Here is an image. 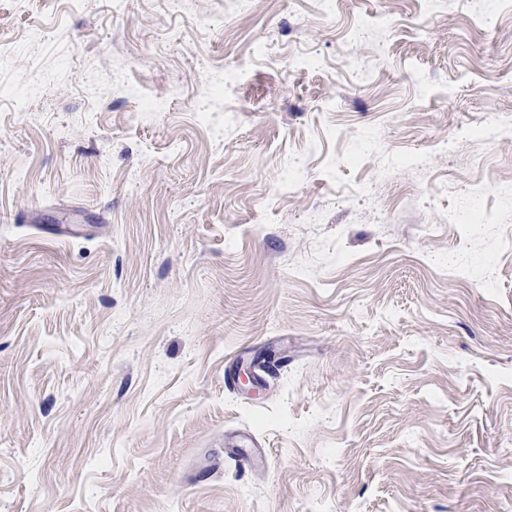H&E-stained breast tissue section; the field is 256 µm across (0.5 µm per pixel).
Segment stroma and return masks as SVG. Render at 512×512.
Returning <instances> with one entry per match:
<instances>
[{
  "label": "stroma",
  "mask_w": 512,
  "mask_h": 512,
  "mask_svg": "<svg viewBox=\"0 0 512 512\" xmlns=\"http://www.w3.org/2000/svg\"><path fill=\"white\" fill-rule=\"evenodd\" d=\"M335 3L0 0V512H512V0Z\"/></svg>",
  "instance_id": "1"
}]
</instances>
